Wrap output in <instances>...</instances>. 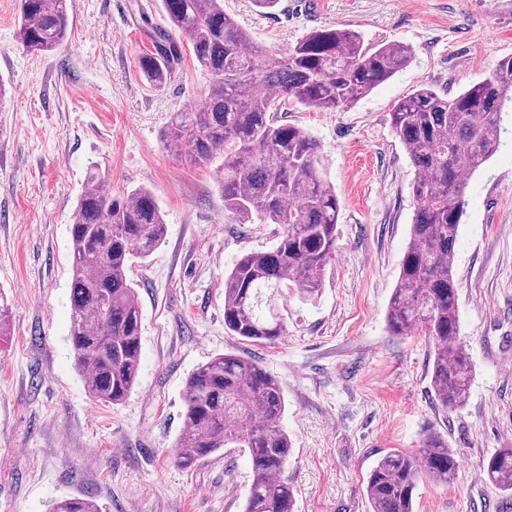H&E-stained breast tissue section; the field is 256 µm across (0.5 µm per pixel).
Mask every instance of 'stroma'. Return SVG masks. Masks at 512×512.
Instances as JSON below:
<instances>
[{"mask_svg":"<svg viewBox=\"0 0 512 512\" xmlns=\"http://www.w3.org/2000/svg\"><path fill=\"white\" fill-rule=\"evenodd\" d=\"M224 8L280 53L324 27L413 50L351 108L279 115L319 140L340 214L322 288L289 297L288 333L271 345L225 330L224 274L241 254L271 248L280 227L225 212L222 159L201 168L163 147L172 112L197 107L209 78L186 52L165 86L144 79L138 59L152 47L150 27L163 24L161 0H69V40L43 54L17 41L19 0H0V292L12 311L0 338V512H47L69 495L92 496L105 512H242L244 452L226 448L189 469L173 461L185 381L224 353L257 361L283 387L298 512H368L361 485L376 460L415 450L428 430L447 437L460 472L447 486L420 483L416 512H512L480 470L512 448V102L497 152L467 181L455 246L459 341L473 367L462 407L433 396L427 336H393L386 325L415 208V169L390 114L416 88L456 94L512 56V0ZM93 165L106 188L151 189L166 219L160 247L133 265L142 349L119 405L89 396L69 340V227Z\"/></svg>","mask_w":512,"mask_h":512,"instance_id":"obj_1","label":"stroma"}]
</instances>
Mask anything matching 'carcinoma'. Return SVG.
I'll list each match as a JSON object with an SVG mask.
<instances>
[{
	"label": "carcinoma",
	"mask_w": 512,
	"mask_h": 512,
	"mask_svg": "<svg viewBox=\"0 0 512 512\" xmlns=\"http://www.w3.org/2000/svg\"><path fill=\"white\" fill-rule=\"evenodd\" d=\"M166 26L139 58L145 79L166 84L187 48L210 77L201 104L173 113L164 147L187 152L199 167L223 157L224 211L277 224L266 250L239 256L224 276V328L243 341L274 344L287 333L279 302L307 300L322 287L336 252L340 203L327 177L321 146L308 130L279 123L288 105L347 109L405 68L412 48L367 43L350 29H314L281 55L255 43L224 10V0H162ZM68 0H20L17 38L30 52H53L70 35ZM512 100V56L470 88L450 96L421 87L399 102L391 124L417 172L415 212L387 324L394 336L418 330L434 346L432 388L454 410L466 400L473 370L458 343L460 318L454 249L465 213L466 180L496 153L500 111ZM166 232L151 190L104 189L90 168L70 227V340L89 395L122 403L136 383L142 308L130 277L132 259L148 258ZM183 427L175 463L191 467L223 448L247 453L252 479L243 512H295L285 477L292 441L282 427L286 399L280 381L257 362L224 353L185 381ZM484 477L512 497V448L482 461ZM456 452L437 432L416 452L382 455L362 483L369 512H415L421 481L457 479ZM50 512H102L91 497L53 501Z\"/></svg>",
	"instance_id": "obj_1"
}]
</instances>
